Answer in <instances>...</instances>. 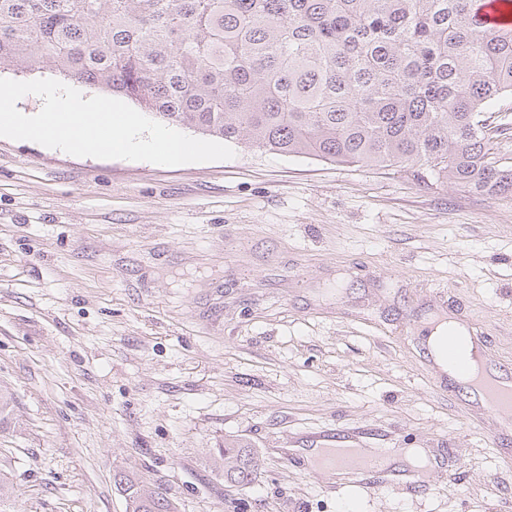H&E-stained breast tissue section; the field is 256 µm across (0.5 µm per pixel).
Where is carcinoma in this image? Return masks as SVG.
Returning <instances> with one entry per match:
<instances>
[{
	"instance_id": "carcinoma-1",
	"label": "carcinoma",
	"mask_w": 512,
	"mask_h": 512,
	"mask_svg": "<svg viewBox=\"0 0 512 512\" xmlns=\"http://www.w3.org/2000/svg\"><path fill=\"white\" fill-rule=\"evenodd\" d=\"M32 67L265 152L512 198L486 125L512 99V26L477 0H0V72ZM215 465L242 488L261 474L235 444ZM115 482L129 512H178Z\"/></svg>"
}]
</instances>
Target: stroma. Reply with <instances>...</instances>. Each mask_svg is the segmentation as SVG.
Here are the masks:
<instances>
[{"label": "stroma", "instance_id": "stroma-1", "mask_svg": "<svg viewBox=\"0 0 512 512\" xmlns=\"http://www.w3.org/2000/svg\"><path fill=\"white\" fill-rule=\"evenodd\" d=\"M178 166L0 137L7 512H512V443L435 388L412 332L440 304L512 364V199L233 143ZM229 442L259 459L219 482ZM422 448L424 486L282 448ZM215 465L217 476L223 478L224 483L242 488L255 484L261 474L254 455L238 444L224 443L223 448H216ZM115 482L124 490L130 512H178L177 504L160 491L127 474H120Z\"/></svg>", "mask_w": 512, "mask_h": 512}]
</instances>
